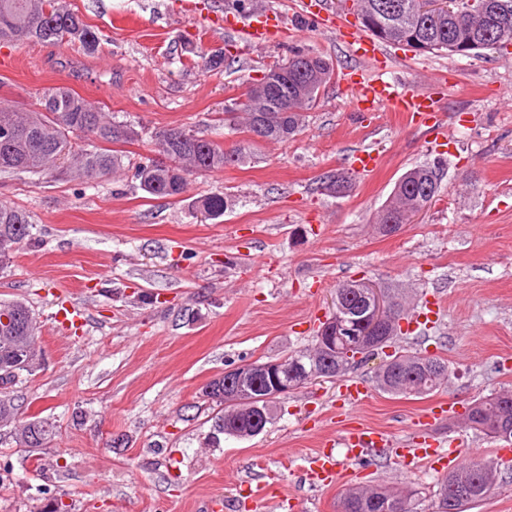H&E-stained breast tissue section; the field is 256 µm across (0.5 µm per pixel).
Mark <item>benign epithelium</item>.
Wrapping results in <instances>:
<instances>
[{"label": "benign epithelium", "instance_id": "obj_1", "mask_svg": "<svg viewBox=\"0 0 512 512\" xmlns=\"http://www.w3.org/2000/svg\"><path fill=\"white\" fill-rule=\"evenodd\" d=\"M459 0H420L423 13L453 14L459 10ZM362 297L366 304L364 313L356 319L341 314L340 296H335V310L329 319L323 322L321 335L322 349L329 353L325 358L314 361L313 367L304 369L288 365V359L281 358L268 362H244L224 371L217 377V383L204 387L205 396L226 405L231 400L239 403L243 383L252 382L255 386H267L268 398L278 400L318 379L336 377V339L350 341L358 350L355 358L370 351L369 337L397 323L396 307L389 302L385 294L369 281L362 283Z\"/></svg>", "mask_w": 512, "mask_h": 512}]
</instances>
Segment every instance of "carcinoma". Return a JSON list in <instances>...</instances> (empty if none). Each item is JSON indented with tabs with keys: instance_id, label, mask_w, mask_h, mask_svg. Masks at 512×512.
<instances>
[{
	"instance_id": "carcinoma-1",
	"label": "carcinoma",
	"mask_w": 512,
	"mask_h": 512,
	"mask_svg": "<svg viewBox=\"0 0 512 512\" xmlns=\"http://www.w3.org/2000/svg\"><path fill=\"white\" fill-rule=\"evenodd\" d=\"M484 10L475 20L467 12L454 17L428 19L422 16L418 0H352L351 9L372 35L388 44L404 46L423 54L447 52L468 56L474 51L502 49L512 44V0H482ZM79 41L85 50L94 51L100 38L74 12L58 5V0H0V42L22 45L30 42L58 45ZM282 71L291 75V83L274 91L259 79L248 83L235 111L225 113L224 124L245 134L257 132L268 141L286 142L304 127V111L313 107L321 89L333 79V62L321 55L297 52L264 71L269 75ZM10 126L15 138L0 143V172L23 171L41 174L58 168L69 170L87 180L107 178L121 163L117 151L97 147L72 152L71 137L86 134L99 142L132 143L139 138L131 125L107 119L82 97L66 87L44 93L40 109L30 111L18 105L0 106V126ZM157 147L174 161L169 165L156 159L138 166L134 178L139 187L152 196L179 198L190 178L224 170L239 164L245 147L231 149L189 136L181 128L156 133ZM441 162L416 165L407 170L379 211L375 224L384 233L385 224H409L410 214L431 205L440 189ZM352 186L345 172L325 177L324 190L343 193ZM226 197L216 194L198 202V208L210 217H220L227 209ZM32 220L23 209L0 203V268L7 266L19 247L31 239ZM19 311L24 322L19 327L0 330V372L11 371L19 377L43 369L44 358L37 346L40 333L33 313L20 300L0 301V313ZM448 361L417 351L396 349L386 355L375 374L376 387L394 396L424 397L448 384ZM246 406H259L268 418L264 393L244 385ZM464 423L485 436L512 445V391L492 392L473 401L463 415ZM10 429L18 448H43L55 436L54 427L37 417H20L15 399L0 392V430ZM452 480L468 494L473 505L500 488L497 465L490 460L472 459L451 472ZM340 500L353 505V512H392L404 505L403 512H425L421 498L406 488L388 486L354 487Z\"/></svg>"
}]
</instances>
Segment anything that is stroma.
I'll use <instances>...</instances> for the list:
<instances>
[{
  "label": "stroma",
  "mask_w": 512,
  "mask_h": 512,
  "mask_svg": "<svg viewBox=\"0 0 512 512\" xmlns=\"http://www.w3.org/2000/svg\"><path fill=\"white\" fill-rule=\"evenodd\" d=\"M60 2L98 32V50L76 41L0 44V55L20 58L0 72V101L32 109L65 86L140 137L105 180L0 173V202L33 220L31 241L0 269V300L28 305L47 359L10 394L24 415L56 429L32 457L0 438V512H41L50 496L71 512H208L216 496L223 512H280L282 496L296 512H337L341 487H315L299 473L315 449L343 453L336 382L288 394L250 439L219 432V409L203 388L233 365L311 346L314 322L331 315L343 281L445 303L428 339L403 335L396 344L447 359L448 384L422 399L372 391L358 421L408 444L430 403L461 411L512 387V47L464 57L386 45L389 77L436 92L445 154H436L431 130L397 113L352 111L335 79L294 139L246 145L242 163L191 178L175 201L148 195L134 177L157 155L156 132L179 127L228 149L246 144L224 113L248 80L299 50L331 58L338 73L360 60L334 31L313 26L302 0H255L281 11L293 32L257 47L208 25L232 0H194L190 11L181 0ZM215 49L230 60L213 70L201 54ZM361 148L380 153L379 170L347 193L320 190V178L347 169ZM437 158L444 174L431 207L396 234H378L375 218L399 177ZM214 194L229 207L209 219L197 203ZM259 253L255 275L247 258ZM63 306L84 311L81 327H62ZM350 468L364 482L435 499L431 467L408 473L368 456ZM262 470L277 485L256 506L241 486Z\"/></svg>",
  "instance_id": "35a3bbf8"
}]
</instances>
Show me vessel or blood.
I'll list each match as a JSON object with an SVG mask.
<instances>
[{
    "label": "vessel or blood",
    "mask_w": 512,
    "mask_h": 512,
    "mask_svg": "<svg viewBox=\"0 0 512 512\" xmlns=\"http://www.w3.org/2000/svg\"><path fill=\"white\" fill-rule=\"evenodd\" d=\"M307 16L318 28L337 29L341 42L363 61L360 69L346 71L343 81L351 94L353 107L360 112H381L389 110L401 113L408 121L424 125L443 133L444 125L440 120L438 100L430 93L410 92L387 78L386 54L380 43L365 31L348 26H336L335 15L320 0H307ZM216 24L224 30L239 32L241 40L247 45L266 44L287 35L288 27L281 16L274 11H262L246 25L239 27L234 14L224 13L217 16ZM351 165L358 175L372 174L378 167L380 158L377 152L364 149L355 151L350 158ZM339 399L349 410L363 405L369 394L368 386L360 381L346 380L338 388ZM345 448L344 459H354L367 451L392 449L395 459L405 471H412L419 465H436L441 470H456L463 466L461 449L435 447L429 435H419L413 447H396L393 437L386 432L367 425H355L346 429L341 437ZM337 460L327 449H319L307 459V475L318 487H330L342 482L356 480L354 472Z\"/></svg>",
    "instance_id": "vessel-or-blood-1"
}]
</instances>
